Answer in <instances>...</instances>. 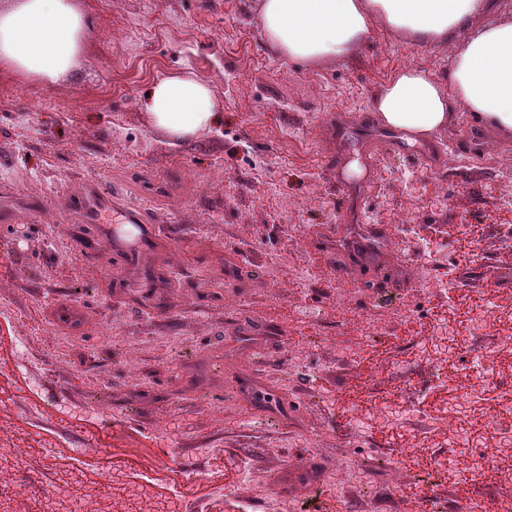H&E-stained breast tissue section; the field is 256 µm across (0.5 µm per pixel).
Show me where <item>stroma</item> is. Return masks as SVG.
<instances>
[{"label": "stroma", "mask_w": 512, "mask_h": 512, "mask_svg": "<svg viewBox=\"0 0 512 512\" xmlns=\"http://www.w3.org/2000/svg\"><path fill=\"white\" fill-rule=\"evenodd\" d=\"M76 2L88 34L72 73L50 86L0 68V195L39 209L0 223V284L12 309L0 318V401L10 404L0 420L36 443L11 471L24 499L39 504L74 468L71 494L92 490L105 504L120 488L146 484L168 497L184 488L179 512H239L224 478L228 459L271 495L289 460L331 467L352 458L366 470L394 462L419 496L328 483L307 498L306 512H434L464 497L502 512L494 475L461 486L428 481L424 456L401 455L336 416L346 394L357 393L359 408L403 402L425 380L422 367L406 376L398 362L419 348L409 324L443 303L415 296L391 335L375 342L368 367L351 361L362 340L336 307L340 285L358 305L368 289L406 287L420 256L406 242L356 260L311 244L354 213L368 224L431 225L457 295L501 296L512 315V291L500 289L512 281V246L501 242L512 226V136L490 134L479 164L465 163L455 146L482 123L458 110L429 143L397 139L380 168L360 145L361 126L378 124L377 90L406 66L443 74L453 45L377 28L352 58L311 68L267 49L256 0ZM189 71L209 81L222 120L175 143L139 100L154 81ZM229 74L239 90H227ZM89 180L118 188L127 204L151 206L162 249L128 265L113 259L94 225L77 235L57 220L59 202ZM83 238L95 239L98 253L80 250ZM228 250L242 261L216 301L211 284ZM255 329L268 378L323 430V447L247 416L225 381L185 386L181 364L206 362L226 337ZM22 331L28 362L18 368ZM299 343L300 368L290 358ZM45 392L56 396L48 415ZM202 470L210 480L193 484Z\"/></svg>", "instance_id": "obj_1"}]
</instances>
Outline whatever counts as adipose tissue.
Segmentation results:
<instances>
[{
  "label": "adipose tissue",
  "instance_id": "obj_1",
  "mask_svg": "<svg viewBox=\"0 0 512 512\" xmlns=\"http://www.w3.org/2000/svg\"><path fill=\"white\" fill-rule=\"evenodd\" d=\"M497 0H259L268 49L313 66L354 56L375 27L413 41H454L444 74L415 66L376 92L380 122L418 142L444 130L456 110L512 134V19ZM87 34L74 0H0V68L56 83L78 63ZM153 125L182 141L221 120L204 78L175 74L155 81L140 102Z\"/></svg>",
  "mask_w": 512,
  "mask_h": 512
}]
</instances>
